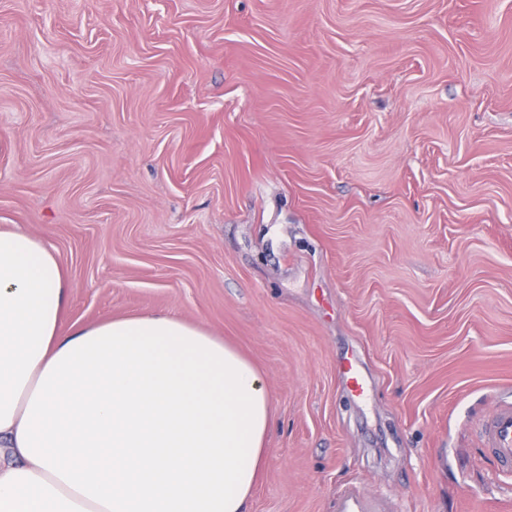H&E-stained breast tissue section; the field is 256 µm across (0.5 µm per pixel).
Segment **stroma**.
I'll list each match as a JSON object with an SVG mask.
<instances>
[{
    "mask_svg": "<svg viewBox=\"0 0 512 512\" xmlns=\"http://www.w3.org/2000/svg\"><path fill=\"white\" fill-rule=\"evenodd\" d=\"M0 229L260 371L250 512H512V0H0ZM479 435L489 453L498 463V472L512 473V392L507 390L491 420L479 430ZM389 499L383 495L364 492L352 485L341 490L336 497V512H391Z\"/></svg>",
    "mask_w": 512,
    "mask_h": 512,
    "instance_id": "obj_1",
    "label": "stroma"
}]
</instances>
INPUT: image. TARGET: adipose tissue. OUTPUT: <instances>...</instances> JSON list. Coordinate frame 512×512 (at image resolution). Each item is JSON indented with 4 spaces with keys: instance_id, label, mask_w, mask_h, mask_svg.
Instances as JSON below:
<instances>
[{
    "instance_id": "obj_1",
    "label": "adipose tissue",
    "mask_w": 512,
    "mask_h": 512,
    "mask_svg": "<svg viewBox=\"0 0 512 512\" xmlns=\"http://www.w3.org/2000/svg\"><path fill=\"white\" fill-rule=\"evenodd\" d=\"M53 250L0 231V512H247L270 396L169 315L63 327Z\"/></svg>"
}]
</instances>
